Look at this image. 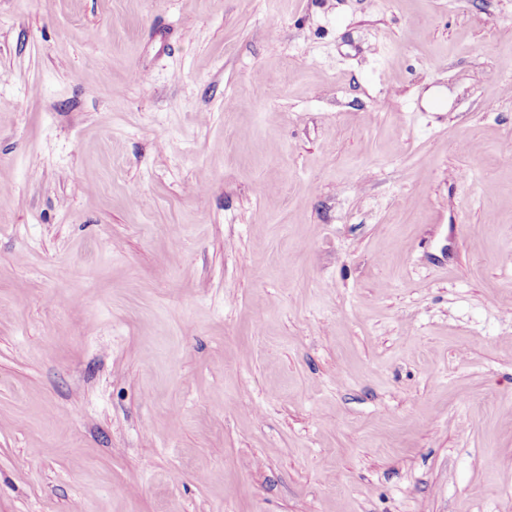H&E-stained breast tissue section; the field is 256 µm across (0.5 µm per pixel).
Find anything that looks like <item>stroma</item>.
<instances>
[{
  "label": "stroma",
  "mask_w": 512,
  "mask_h": 512,
  "mask_svg": "<svg viewBox=\"0 0 512 512\" xmlns=\"http://www.w3.org/2000/svg\"><path fill=\"white\" fill-rule=\"evenodd\" d=\"M510 56L512 0H0V512H504Z\"/></svg>",
  "instance_id": "35a3bbf8"
}]
</instances>
